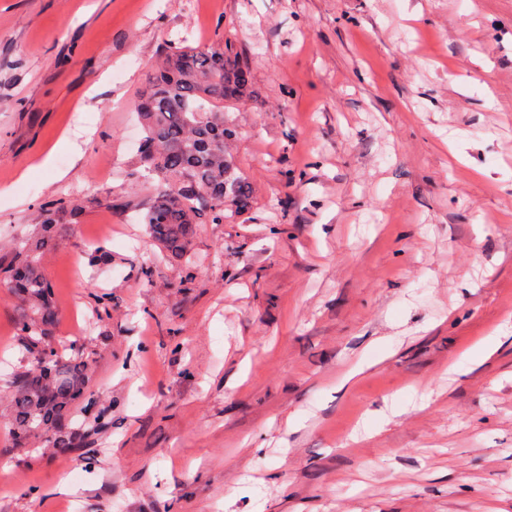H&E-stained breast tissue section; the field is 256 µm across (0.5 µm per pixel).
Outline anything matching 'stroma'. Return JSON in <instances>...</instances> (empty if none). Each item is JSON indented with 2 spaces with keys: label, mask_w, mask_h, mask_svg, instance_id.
<instances>
[{
  "label": "stroma",
  "mask_w": 512,
  "mask_h": 512,
  "mask_svg": "<svg viewBox=\"0 0 512 512\" xmlns=\"http://www.w3.org/2000/svg\"><path fill=\"white\" fill-rule=\"evenodd\" d=\"M222 32L252 199L185 263L138 221L134 104ZM53 199L50 342L108 423L17 447L0 392V512H512V0H0V258ZM21 312L0 288V384Z\"/></svg>",
  "instance_id": "obj_1"
}]
</instances>
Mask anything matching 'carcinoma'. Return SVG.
Wrapping results in <instances>:
<instances>
[{
	"instance_id": "1",
	"label": "carcinoma",
	"mask_w": 512,
	"mask_h": 512,
	"mask_svg": "<svg viewBox=\"0 0 512 512\" xmlns=\"http://www.w3.org/2000/svg\"><path fill=\"white\" fill-rule=\"evenodd\" d=\"M250 70L225 35L210 47L170 44L139 97L144 137L139 166L153 197L141 223L173 258L187 256L197 224H222L248 208L252 187L229 147L237 137L224 105L247 97ZM68 210L63 202L40 208L35 238L21 240L0 263V285L18 292L27 313L18 322L30 367L9 385V433L21 444L66 427L72 407L95 408L85 393V364L47 343L58 314L52 289L40 270L41 253L56 245V226Z\"/></svg>"
}]
</instances>
